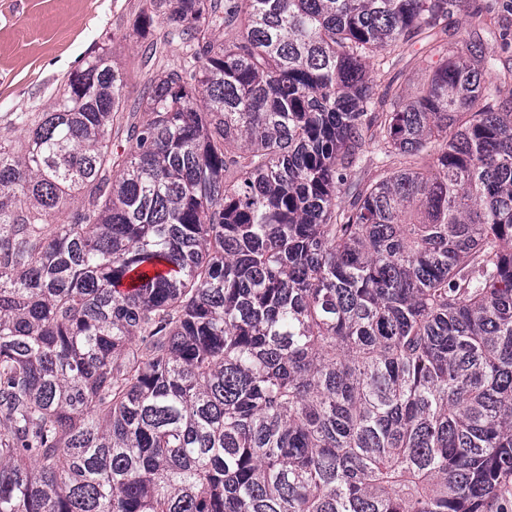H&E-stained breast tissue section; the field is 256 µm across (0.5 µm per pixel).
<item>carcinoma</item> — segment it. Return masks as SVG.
<instances>
[{"label":"carcinoma","instance_id":"cac0c4a2","mask_svg":"<svg viewBox=\"0 0 512 512\" xmlns=\"http://www.w3.org/2000/svg\"><path fill=\"white\" fill-rule=\"evenodd\" d=\"M452 3L141 0L145 119L104 47L16 116L0 512H488L512 482V112L492 52L438 50L380 112L366 70Z\"/></svg>","mask_w":512,"mask_h":512}]
</instances>
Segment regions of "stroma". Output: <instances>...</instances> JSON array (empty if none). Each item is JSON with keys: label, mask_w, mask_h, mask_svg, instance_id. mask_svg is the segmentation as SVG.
I'll use <instances>...</instances> for the list:
<instances>
[{"label": "stroma", "mask_w": 512, "mask_h": 512, "mask_svg": "<svg viewBox=\"0 0 512 512\" xmlns=\"http://www.w3.org/2000/svg\"><path fill=\"white\" fill-rule=\"evenodd\" d=\"M140 0H0V135L24 137L13 118L42 111L56 87L89 55L112 46L127 72L129 100H136L146 79L140 67L142 42L117 36ZM453 47L464 56L478 51L497 55L492 78L499 86L500 108L512 110V7L506 0H460L447 20L405 47L397 64L373 71L374 98L407 96L426 81L434 47Z\"/></svg>", "instance_id": "obj_1"}]
</instances>
